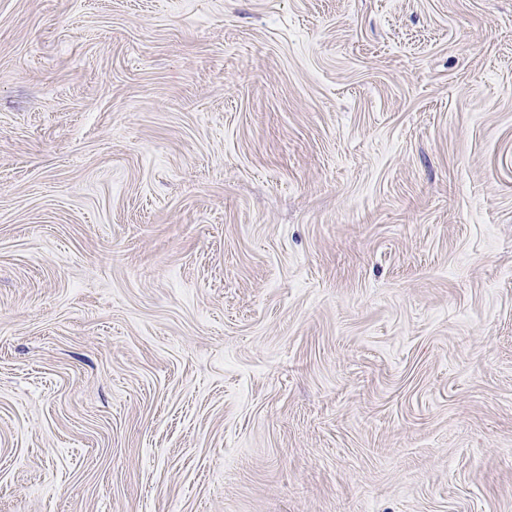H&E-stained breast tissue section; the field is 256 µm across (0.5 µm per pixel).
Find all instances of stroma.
I'll return each mask as SVG.
<instances>
[{
    "instance_id": "35a3bbf8",
    "label": "stroma",
    "mask_w": 512,
    "mask_h": 512,
    "mask_svg": "<svg viewBox=\"0 0 512 512\" xmlns=\"http://www.w3.org/2000/svg\"><path fill=\"white\" fill-rule=\"evenodd\" d=\"M0 512H512V0H0Z\"/></svg>"
}]
</instances>
